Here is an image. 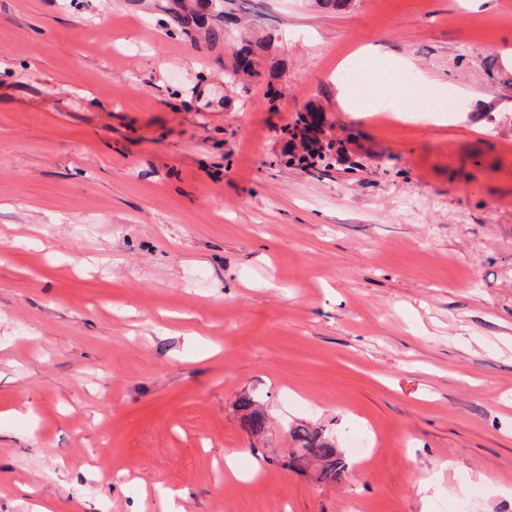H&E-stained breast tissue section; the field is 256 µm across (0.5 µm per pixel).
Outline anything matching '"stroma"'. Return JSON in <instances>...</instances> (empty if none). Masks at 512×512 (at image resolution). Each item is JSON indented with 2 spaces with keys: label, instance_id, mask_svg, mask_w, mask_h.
Masks as SVG:
<instances>
[{
  "label": "stroma",
  "instance_id": "35a3bbf8",
  "mask_svg": "<svg viewBox=\"0 0 512 512\" xmlns=\"http://www.w3.org/2000/svg\"><path fill=\"white\" fill-rule=\"evenodd\" d=\"M172 6L0 0V512H512V0H232L253 81ZM394 57L458 108L354 111ZM311 107L349 164L283 163ZM237 408L241 411V426L247 432L260 435L265 431L268 415L257 400L250 395L243 394L237 401ZM288 433L300 453L309 452L319 460L321 477L339 482L348 474L349 463L343 450L325 429L299 421L289 427Z\"/></svg>",
  "mask_w": 512,
  "mask_h": 512
}]
</instances>
